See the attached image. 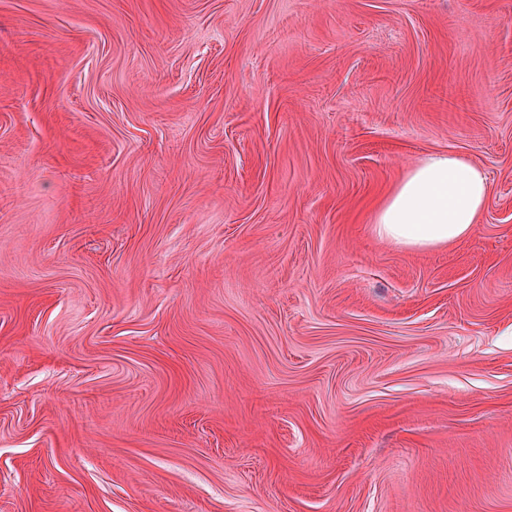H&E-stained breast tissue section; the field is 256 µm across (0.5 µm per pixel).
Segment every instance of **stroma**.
Masks as SVG:
<instances>
[{
    "mask_svg": "<svg viewBox=\"0 0 512 512\" xmlns=\"http://www.w3.org/2000/svg\"><path fill=\"white\" fill-rule=\"evenodd\" d=\"M0 512H512V0H0ZM487 172L460 155H440L412 167L376 208L378 237L414 250L466 238L484 211Z\"/></svg>",
    "mask_w": 512,
    "mask_h": 512,
    "instance_id": "obj_1",
    "label": "stroma"
}]
</instances>
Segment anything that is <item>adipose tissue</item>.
Instances as JSON below:
<instances>
[{"label":"adipose tissue","mask_w":512,"mask_h":512,"mask_svg":"<svg viewBox=\"0 0 512 512\" xmlns=\"http://www.w3.org/2000/svg\"><path fill=\"white\" fill-rule=\"evenodd\" d=\"M487 172L460 155H440L412 167L376 208L379 238L429 250L466 238L484 211Z\"/></svg>","instance_id":"adipose-tissue-1"}]
</instances>
